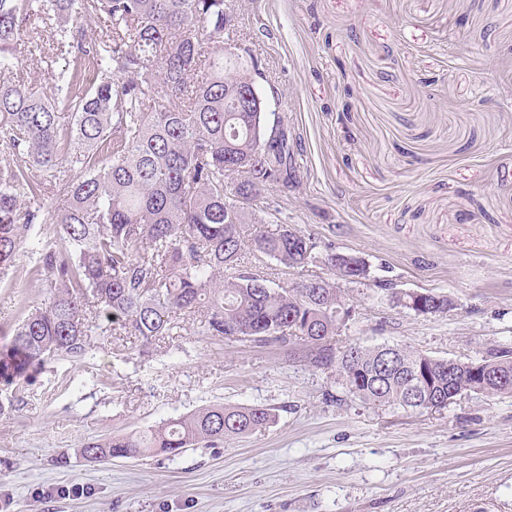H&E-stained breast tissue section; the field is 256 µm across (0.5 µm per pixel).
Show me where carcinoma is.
<instances>
[{"mask_svg": "<svg viewBox=\"0 0 512 512\" xmlns=\"http://www.w3.org/2000/svg\"><path fill=\"white\" fill-rule=\"evenodd\" d=\"M224 0H0V270L26 248L53 294L0 346L11 386L51 362L82 361L116 325L148 345L172 335L173 317L202 313L210 336L298 342L311 363L336 368L366 404L444 409L473 391L465 362L450 367L398 345L331 344L341 303L335 283L273 288L241 262L245 246L287 269L313 262L300 231L258 217L257 200L296 180L288 133L273 136L246 49L224 46ZM105 25L87 33L86 18ZM55 32L69 59L51 74L54 98L14 77L28 25ZM40 171L33 175V169ZM53 197L57 213L46 212ZM58 225L47 238L37 225ZM341 277L361 278L327 255ZM483 369V392L512 394V357ZM271 409L212 405L155 427L86 443L81 455L114 458L207 448L266 427Z\"/></svg>", "mask_w": 512, "mask_h": 512, "instance_id": "1", "label": "carcinoma"}]
</instances>
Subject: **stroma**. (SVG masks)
<instances>
[{
	"mask_svg": "<svg viewBox=\"0 0 512 512\" xmlns=\"http://www.w3.org/2000/svg\"><path fill=\"white\" fill-rule=\"evenodd\" d=\"M224 41L260 63L285 115L298 181L264 192L268 225L310 236L315 256L353 253L339 281L336 346L399 344L479 362L512 351V0H230ZM45 95L65 59L17 52ZM273 285L318 275L244 250ZM400 291L456 301L418 315ZM51 291L21 253L0 281V346ZM142 348L112 335L0 385V512H512V395L467 392L442 410L373 406L302 346L205 335L199 315ZM212 404L276 418L175 459L92 462L87 442Z\"/></svg>",
	"mask_w": 512,
	"mask_h": 512,
	"instance_id": "1",
	"label": "stroma"
}]
</instances>
